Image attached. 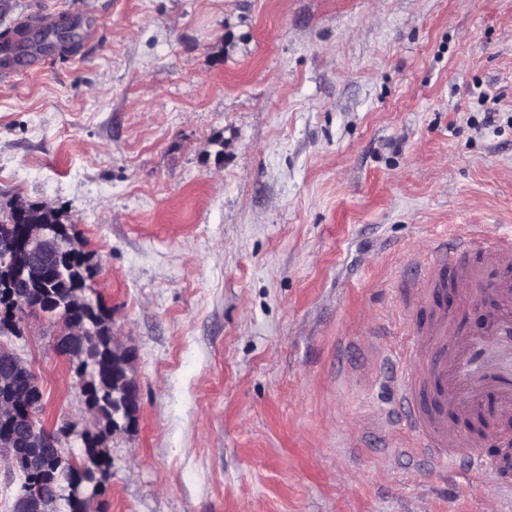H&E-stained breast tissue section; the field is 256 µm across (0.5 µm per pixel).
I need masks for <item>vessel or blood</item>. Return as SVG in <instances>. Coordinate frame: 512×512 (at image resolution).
Returning a JSON list of instances; mask_svg holds the SVG:
<instances>
[{
  "label": "vessel or blood",
  "mask_w": 512,
  "mask_h": 512,
  "mask_svg": "<svg viewBox=\"0 0 512 512\" xmlns=\"http://www.w3.org/2000/svg\"><path fill=\"white\" fill-rule=\"evenodd\" d=\"M419 292L432 307L408 339V364L394 402L424 455L440 465L462 460L490 475L495 459L457 423L488 405L512 423V233L488 236L472 228L440 243ZM480 298L490 303L484 325L465 328L458 315Z\"/></svg>",
  "instance_id": "vessel-or-blood-1"
}]
</instances>
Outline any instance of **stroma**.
Here are the masks:
<instances>
[{"label":"stroma","mask_w":512,"mask_h":512,"mask_svg":"<svg viewBox=\"0 0 512 512\" xmlns=\"http://www.w3.org/2000/svg\"><path fill=\"white\" fill-rule=\"evenodd\" d=\"M4 43L0 206L62 212L133 356L92 512H512L389 402L413 267L512 232V0H0ZM22 328L83 428L60 323Z\"/></svg>","instance_id":"obj_1"}]
</instances>
